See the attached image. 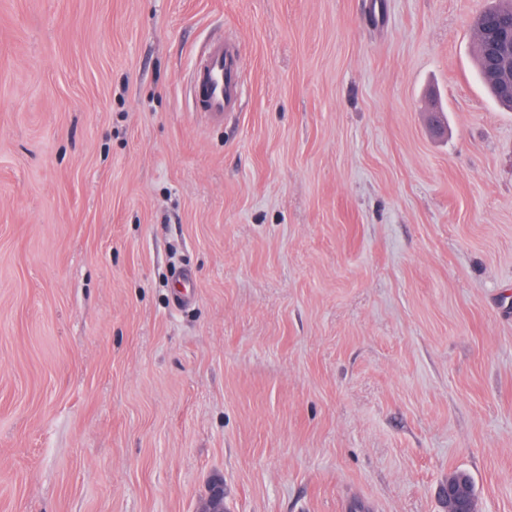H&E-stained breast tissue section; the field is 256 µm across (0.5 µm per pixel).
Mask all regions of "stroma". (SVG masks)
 <instances>
[{
	"instance_id": "35a3bbf8",
	"label": "stroma",
	"mask_w": 512,
	"mask_h": 512,
	"mask_svg": "<svg viewBox=\"0 0 512 512\" xmlns=\"http://www.w3.org/2000/svg\"><path fill=\"white\" fill-rule=\"evenodd\" d=\"M490 4L0 0V512H512ZM193 90L202 114L211 123H223L240 107V71L237 47L221 38L201 54L193 74ZM462 474H459L455 479H448V485L446 484L441 488V499L445 505V511H477L475 507V498L471 493L470 484L466 478L467 475L465 473ZM468 479L471 481L469 477Z\"/></svg>"
}]
</instances>
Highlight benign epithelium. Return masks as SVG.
I'll return each mask as SVG.
<instances>
[{"instance_id":"1","label":"benign epithelium","mask_w":512,"mask_h":512,"mask_svg":"<svg viewBox=\"0 0 512 512\" xmlns=\"http://www.w3.org/2000/svg\"><path fill=\"white\" fill-rule=\"evenodd\" d=\"M480 33L485 78L502 99L512 101V17L486 14L482 18ZM441 499L446 512H476L469 481L462 474L448 480V484L441 488ZM200 512H224L222 480L212 482Z\"/></svg>"}]
</instances>
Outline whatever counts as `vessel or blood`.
Masks as SVG:
<instances>
[{
    "label": "vessel or blood",
    "mask_w": 512,
    "mask_h": 512,
    "mask_svg": "<svg viewBox=\"0 0 512 512\" xmlns=\"http://www.w3.org/2000/svg\"><path fill=\"white\" fill-rule=\"evenodd\" d=\"M193 90L202 115L212 123L234 117L240 107V71L234 43L218 38L201 54Z\"/></svg>",
    "instance_id": "1"
}]
</instances>
